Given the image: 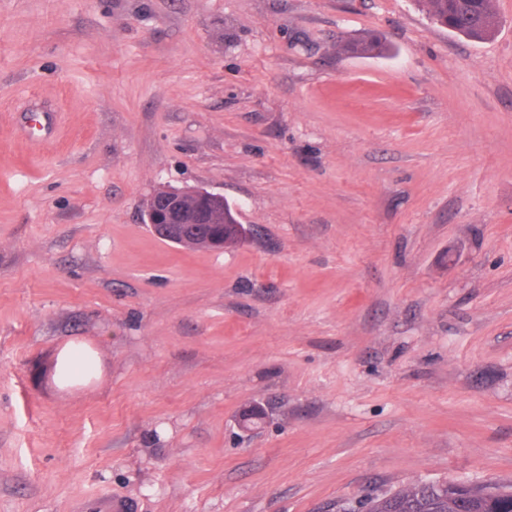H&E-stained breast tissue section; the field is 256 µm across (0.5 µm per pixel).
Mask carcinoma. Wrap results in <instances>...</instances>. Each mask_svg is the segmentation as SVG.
Here are the masks:
<instances>
[{
  "label": "carcinoma",
  "mask_w": 512,
  "mask_h": 512,
  "mask_svg": "<svg viewBox=\"0 0 512 512\" xmlns=\"http://www.w3.org/2000/svg\"><path fill=\"white\" fill-rule=\"evenodd\" d=\"M438 24H451L457 32L474 39L492 34L498 18L491 0H422ZM345 51L357 55L384 53L382 39L373 33L348 39ZM369 512H512V491L496 482H485L473 490L455 483L421 481L413 486L367 500Z\"/></svg>",
  "instance_id": "carcinoma-1"
}]
</instances>
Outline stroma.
<instances>
[{"label":"stroma","mask_w":512,"mask_h":512,"mask_svg":"<svg viewBox=\"0 0 512 512\" xmlns=\"http://www.w3.org/2000/svg\"><path fill=\"white\" fill-rule=\"evenodd\" d=\"M0 0V512L512 484V0ZM384 36L382 58L346 39ZM223 194L209 251L145 200ZM93 377L60 386L68 344ZM262 404L257 428L242 410ZM427 6L430 17L442 26L451 24L458 33L474 39L492 34L498 18L491 0H418ZM194 207L204 208L207 201L215 208H220L224 219L232 215L237 218L232 207L227 203L224 205V195L213 193L203 188H184L163 189V192L154 193L147 200L144 210L145 223L150 224L151 228L160 238L171 243L179 244L185 247H201L209 250H224L227 247L240 243L243 238V228L238 220L231 223L219 224L222 232H217L209 228L214 219L218 218L219 212L213 216L209 209L194 210ZM225 212V214H224ZM208 228V229H206Z\"/></svg>","instance_id":"stroma-1"}]
</instances>
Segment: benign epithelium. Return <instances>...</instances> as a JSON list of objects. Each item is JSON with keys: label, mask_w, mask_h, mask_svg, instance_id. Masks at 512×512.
Segmentation results:
<instances>
[{"label": "benign epithelium", "mask_w": 512, "mask_h": 512, "mask_svg": "<svg viewBox=\"0 0 512 512\" xmlns=\"http://www.w3.org/2000/svg\"><path fill=\"white\" fill-rule=\"evenodd\" d=\"M204 200L217 208H224V195L203 188H169L154 193L147 200L144 210L145 223L156 235L171 243L185 247L224 250L240 243L243 228L239 221L221 225L222 231L209 229L215 216L210 210H194L190 203Z\"/></svg>", "instance_id": "obj_1"}]
</instances>
